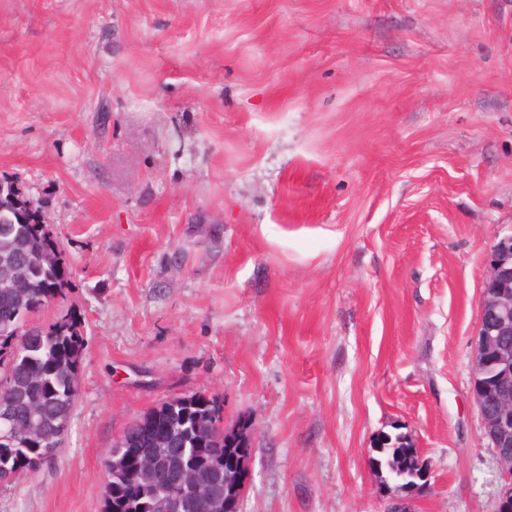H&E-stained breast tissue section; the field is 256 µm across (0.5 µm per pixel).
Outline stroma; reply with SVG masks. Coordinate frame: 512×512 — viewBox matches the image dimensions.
I'll return each mask as SVG.
<instances>
[{"label":"stroma","mask_w":512,"mask_h":512,"mask_svg":"<svg viewBox=\"0 0 512 512\" xmlns=\"http://www.w3.org/2000/svg\"><path fill=\"white\" fill-rule=\"evenodd\" d=\"M0 179L40 206L84 325L63 446L0 512H102L175 396L251 426L240 512H496L471 391L512 235V0H0ZM381 452L379 459H375L376 470L385 469L396 478L401 476L403 468L415 466L418 453L410 438L406 435L382 434L377 443Z\"/></svg>","instance_id":"1"}]
</instances>
